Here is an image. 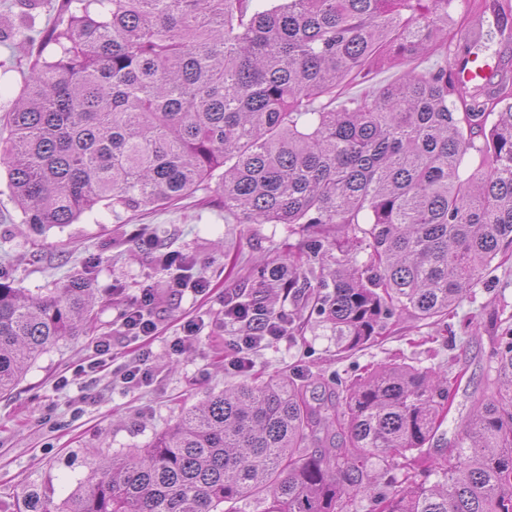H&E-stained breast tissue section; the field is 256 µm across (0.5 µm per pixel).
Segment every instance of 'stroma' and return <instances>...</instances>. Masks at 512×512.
<instances>
[{"instance_id":"1","label":"stroma","mask_w":512,"mask_h":512,"mask_svg":"<svg viewBox=\"0 0 512 512\" xmlns=\"http://www.w3.org/2000/svg\"><path fill=\"white\" fill-rule=\"evenodd\" d=\"M482 0H454L450 35L463 39L482 30L490 51L512 58V41L496 31ZM0 118H6L32 74L39 37L59 20V0H0ZM214 185L162 206L135 211L101 208L76 223L36 235L22 222L0 167V262L15 287L36 294L54 288L70 273L88 278L96 289V328L72 336L42 354L12 393L0 397V512H22L30 493L60 503L113 453L141 448L172 426L182 408L203 402L210 393L281 373H296L305 383L333 376L349 380L369 364L401 356L416 367L456 376L448 416L430 443L438 453L468 423L480 394L493 387L488 362L494 331L486 320L492 309L512 314V258L482 280L461 301L453 316L431 329L411 314L395 315L387 334L370 348L343 357L336 338L312 311L311 296L277 298L278 308L295 319L287 336L257 348L251 372L231 363L233 333L224 325L220 297L236 291L256 294L257 265L278 267L303 245L284 224H242L214 203ZM175 252L191 264L190 278L206 282L202 293L179 292L175 270L161 257ZM154 294L152 338L137 339L125 330L120 314L143 289ZM200 323L197 336L185 337L187 322ZM109 344L99 354V344ZM149 352L152 378L124 387L116 369ZM96 362L95 371L80 374Z\"/></svg>"}]
</instances>
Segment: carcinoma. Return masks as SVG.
<instances>
[{
	"label": "carcinoma",
	"instance_id": "carcinoma-1",
	"mask_svg": "<svg viewBox=\"0 0 512 512\" xmlns=\"http://www.w3.org/2000/svg\"><path fill=\"white\" fill-rule=\"evenodd\" d=\"M253 2L63 0L0 151L24 223L41 235L98 205L172 203L222 168L225 211L306 238L256 286L320 288L338 352L377 343L398 311L437 324L512 253V80L465 93L446 66L410 70L338 105L382 59L468 63L475 44L447 41L454 0ZM485 8L512 37V0ZM356 245L362 267L312 284L328 250ZM93 296L79 273L25 295L0 269L1 396L93 329ZM491 318L497 389L437 457L455 378L371 365L327 381L340 406L323 411L281 375L182 411L56 512H358L364 494L372 512H512V317Z\"/></svg>",
	"mask_w": 512,
	"mask_h": 512
}]
</instances>
